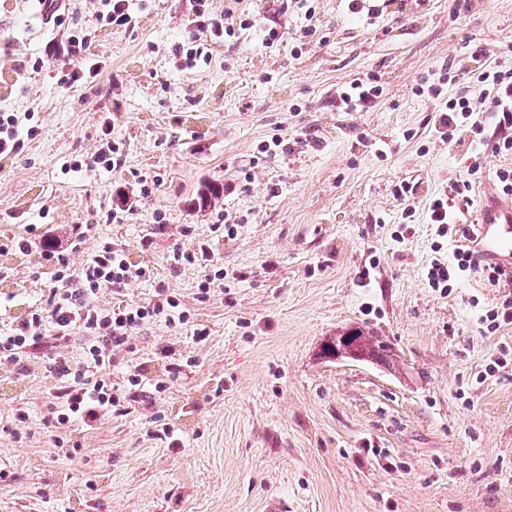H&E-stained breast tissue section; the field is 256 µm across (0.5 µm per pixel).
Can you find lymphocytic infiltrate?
<instances>
[{
    "mask_svg": "<svg viewBox=\"0 0 512 512\" xmlns=\"http://www.w3.org/2000/svg\"><path fill=\"white\" fill-rule=\"evenodd\" d=\"M233 8L223 13L210 9L208 0H195L194 13L189 19L191 45L183 57V65L192 68L210 57L209 43L223 36L233 35V28L224 24ZM91 40L79 31H70L61 39L50 40L46 56L67 63L68 71L61 78L63 85L74 87L94 82L101 74V62L90 51ZM476 80L483 84V95L472 101L467 94L448 99L439 109V126L445 137L452 138L462 131L476 135L478 142L473 152L464 154L462 164L467 180L453 183L449 190L437 195L428 205V221L434 224L438 236H454L458 248L452 262L433 260L427 272L431 287L452 290L460 276L468 271L481 270L489 284L512 288V279L493 268H478L471 249L466 248L467 227L464 213L471 202V178L481 169L479 152L492 146L498 153L512 152V67L497 66L478 73ZM485 113L496 132L493 143L482 140L483 128L472 123L474 112ZM43 258L48 267L51 288L46 306L29 310L13 328L0 333V365H17L32 348L49 341L66 344L73 333L87 339L86 359L72 362L65 354L56 353L50 364L59 391L62 406L57 415L58 424L80 420L87 427H95L102 420L119 412L121 398L110 380L103 377L117 353L126 350L131 332L145 323L156 320L166 324L186 323L179 312L178 302L167 296L165 287H158L154 302L118 304L104 307L97 297L102 289L120 293L132 279L145 276L143 266L131 262L125 250L106 244L90 253L79 269H72L59 242H52Z\"/></svg>",
    "mask_w": 512,
    "mask_h": 512,
    "instance_id": "1",
    "label": "lymphocytic infiltrate"
}]
</instances>
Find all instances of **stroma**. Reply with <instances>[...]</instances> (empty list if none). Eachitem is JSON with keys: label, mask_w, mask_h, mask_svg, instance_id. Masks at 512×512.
Here are the masks:
<instances>
[{"label": "stroma", "mask_w": 512, "mask_h": 512, "mask_svg": "<svg viewBox=\"0 0 512 512\" xmlns=\"http://www.w3.org/2000/svg\"><path fill=\"white\" fill-rule=\"evenodd\" d=\"M370 3L373 18L348 0H313L311 16L300 0H243L250 28L183 70L175 49L194 0H133L131 30L103 26L92 0H64L67 24L107 64L67 89L62 63L30 66L58 32L38 0H0V44L27 66L0 69V110L31 113L39 129L0 159V235L33 224L79 241L74 268L102 243L125 248L153 275L102 290L99 304H144L162 283L188 318L133 333L111 381L137 372L141 389L91 430L54 426L51 345L22 370L0 367V512H263L270 496L291 512H512V365L492 366L512 325L485 322L501 292L475 272L448 293L426 278L455 251L428 224V204L463 178L469 143L440 136L438 102L479 98L469 71L512 64V0ZM272 28L281 38L270 44ZM370 74L381 94L339 109V92ZM106 121L120 166L72 171ZM402 182L414 188L410 216ZM214 184L223 195L199 207ZM223 220L233 236L214 233ZM202 241L212 267L174 262V248ZM43 250L0 256L19 271L0 284L12 296L0 330L45 306ZM220 268L222 285L201 294ZM356 327L382 336L395 366L324 358ZM163 346L175 373L157 358ZM164 423L179 447L159 438ZM64 436L80 445L73 455L56 444Z\"/></svg>", "instance_id": "stroma-1"}]
</instances>
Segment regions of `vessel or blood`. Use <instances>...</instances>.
<instances>
[{
	"label": "vessel or blood",
	"mask_w": 512,
	"mask_h": 512,
	"mask_svg": "<svg viewBox=\"0 0 512 512\" xmlns=\"http://www.w3.org/2000/svg\"><path fill=\"white\" fill-rule=\"evenodd\" d=\"M472 225L470 241L479 260L512 276V196L486 193Z\"/></svg>",
	"instance_id": "vessel-or-blood-1"
}]
</instances>
